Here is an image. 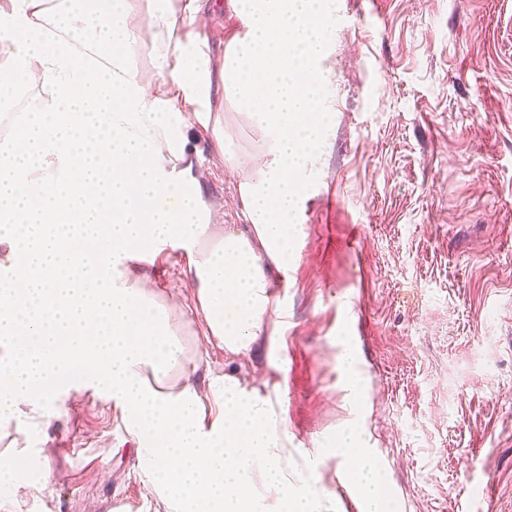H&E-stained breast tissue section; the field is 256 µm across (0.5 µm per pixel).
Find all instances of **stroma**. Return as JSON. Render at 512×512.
I'll list each match as a JSON object with an SVG mask.
<instances>
[{
    "instance_id": "35a3bbf8",
    "label": "stroma",
    "mask_w": 512,
    "mask_h": 512,
    "mask_svg": "<svg viewBox=\"0 0 512 512\" xmlns=\"http://www.w3.org/2000/svg\"><path fill=\"white\" fill-rule=\"evenodd\" d=\"M325 63L331 133L266 334L245 355L210 347L199 384L231 375L287 412L289 471L314 466L338 512H361L349 473L315 451L358 426L390 512H512V0H335ZM213 65L238 31L211 0ZM229 148L261 134L224 110ZM204 152L211 243L242 223L238 187ZM181 258L144 261L168 303ZM351 339L364 378L337 369ZM37 435L45 471L23 512H169L142 483L136 438L84 394ZM359 362L357 350L347 341H343L341 350L337 357V367L339 369L343 386L349 395L358 397L363 387V377L356 364Z\"/></svg>"
}]
</instances>
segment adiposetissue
<instances>
[{
  "label": "adipose tissue",
  "mask_w": 512,
  "mask_h": 512,
  "mask_svg": "<svg viewBox=\"0 0 512 512\" xmlns=\"http://www.w3.org/2000/svg\"><path fill=\"white\" fill-rule=\"evenodd\" d=\"M0 0V106L36 102L0 141V436L66 415L89 391L142 439L139 469L171 512H336L308 478H288L284 410L225 376L207 390L173 330L199 321L207 346L249 352L266 330L268 273L287 270L299 214L329 135L323 79L335 0H236L241 30L213 67L204 0ZM148 60L152 78L137 63ZM229 102L264 134L239 185L251 233L207 245L200 131L234 168ZM180 250L187 302L171 309L132 267ZM333 455L355 459L364 512H389L378 461L358 427ZM33 448H0V495L18 502ZM278 496L270 510L267 492Z\"/></svg>",
  "instance_id": "adipose-tissue-1"
}]
</instances>
